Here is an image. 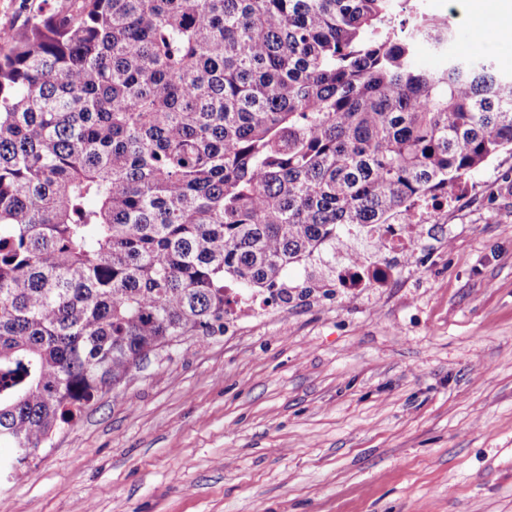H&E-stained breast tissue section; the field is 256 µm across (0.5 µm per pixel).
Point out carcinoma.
Instances as JSON below:
<instances>
[{
    "mask_svg": "<svg viewBox=\"0 0 512 512\" xmlns=\"http://www.w3.org/2000/svg\"><path fill=\"white\" fill-rule=\"evenodd\" d=\"M416 0H69L0 46V468L228 290L512 151V76Z\"/></svg>",
    "mask_w": 512,
    "mask_h": 512,
    "instance_id": "carcinoma-1",
    "label": "carcinoma"
}]
</instances>
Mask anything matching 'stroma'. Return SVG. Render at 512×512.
I'll use <instances>...</instances> for the list:
<instances>
[{
    "label": "stroma",
    "mask_w": 512,
    "mask_h": 512,
    "mask_svg": "<svg viewBox=\"0 0 512 512\" xmlns=\"http://www.w3.org/2000/svg\"><path fill=\"white\" fill-rule=\"evenodd\" d=\"M64 0H0V31ZM460 56L512 75V38L468 42L466 0H421ZM353 291L303 261L289 302L150 352L12 478L0 512H512V153L448 189L414 256Z\"/></svg>",
    "instance_id": "1"
}]
</instances>
